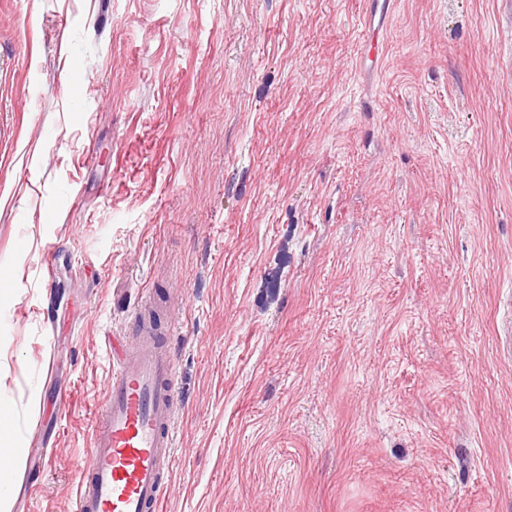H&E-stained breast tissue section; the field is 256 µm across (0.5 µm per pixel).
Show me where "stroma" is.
Returning a JSON list of instances; mask_svg holds the SVG:
<instances>
[{
	"label": "stroma",
	"instance_id": "stroma-1",
	"mask_svg": "<svg viewBox=\"0 0 512 512\" xmlns=\"http://www.w3.org/2000/svg\"><path fill=\"white\" fill-rule=\"evenodd\" d=\"M388 3L0 0L9 512H68L139 309L163 512H512V11Z\"/></svg>",
	"mask_w": 512,
	"mask_h": 512
}]
</instances>
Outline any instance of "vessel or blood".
I'll use <instances>...</instances> for the list:
<instances>
[{"mask_svg": "<svg viewBox=\"0 0 512 512\" xmlns=\"http://www.w3.org/2000/svg\"><path fill=\"white\" fill-rule=\"evenodd\" d=\"M112 362L91 460L70 512H159L162 476L171 463L176 367L153 321L140 314L133 343L113 345Z\"/></svg>", "mask_w": 512, "mask_h": 512, "instance_id": "b4317fda", "label": "vessel or blood"}]
</instances>
